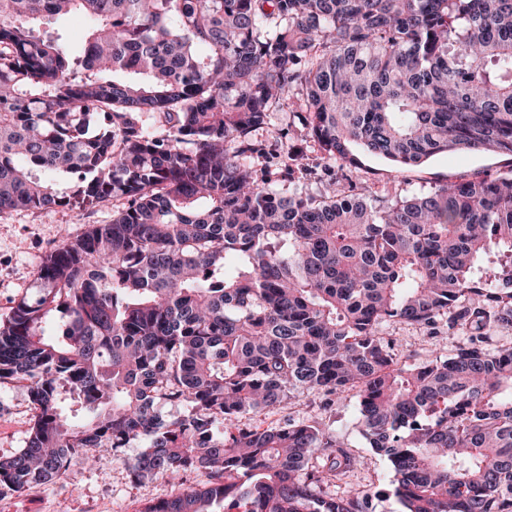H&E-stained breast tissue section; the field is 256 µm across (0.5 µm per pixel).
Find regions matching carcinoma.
Returning <instances> with one entry per match:
<instances>
[{
  "mask_svg": "<svg viewBox=\"0 0 512 512\" xmlns=\"http://www.w3.org/2000/svg\"><path fill=\"white\" fill-rule=\"evenodd\" d=\"M295 88L277 189L260 131ZM309 143L512 156V0H0V212L125 200L0 319L37 410L0 496L135 446L140 483L210 478L142 512H512V173L380 205L294 188ZM387 322L464 342L407 364ZM305 391L357 398L388 486L319 421L242 423Z\"/></svg>",
  "mask_w": 512,
  "mask_h": 512,
  "instance_id": "cac0c4a2",
  "label": "carcinoma"
}]
</instances>
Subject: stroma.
<instances>
[{
    "mask_svg": "<svg viewBox=\"0 0 512 512\" xmlns=\"http://www.w3.org/2000/svg\"><path fill=\"white\" fill-rule=\"evenodd\" d=\"M362 161V168L352 172L337 169L336 184L353 187L355 192L377 199L408 198L465 177L512 171L511 155L485 151L440 154L407 171L398 170L377 156L366 155ZM112 211V205L105 204L80 210L0 213V316L6 315L22 296L35 293L37 268L60 244V229L78 236L90 225L111 220ZM380 335L392 344L400 359L409 363L428 361L441 351L453 353L462 342L460 336L445 334L435 344L422 330L395 323L383 324ZM34 414L24 384L0 387L1 457L23 448ZM288 416L318 418L354 454L364 456V467L350 477L352 484L389 485L392 473L387 463L370 451L360 433L356 397H342L325 407L317 395L302 394L269 414L251 418L250 423L266 427ZM135 454V449L125 448L120 457L104 456L92 465L74 461L67 474L54 483L1 497L0 512H143L152 501L178 495L209 480L207 473L200 470L187 473L180 481L160 474L148 482L135 483L122 464L123 459Z\"/></svg>",
    "mask_w": 512,
    "mask_h": 512,
    "instance_id": "obj_1",
    "label": "stroma"
}]
</instances>
